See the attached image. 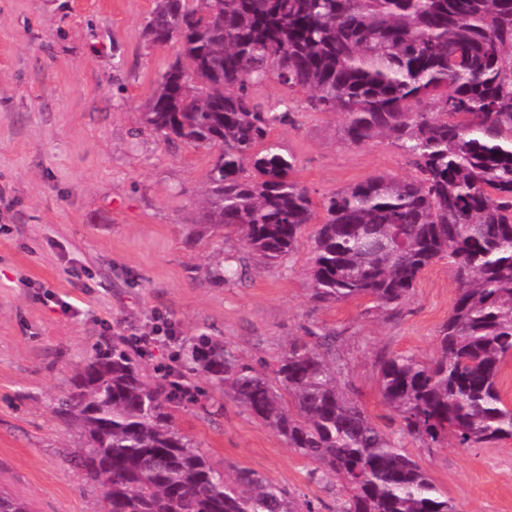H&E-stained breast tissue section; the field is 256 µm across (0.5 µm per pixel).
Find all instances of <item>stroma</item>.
I'll list each match as a JSON object with an SVG mask.
<instances>
[{
  "mask_svg": "<svg viewBox=\"0 0 512 512\" xmlns=\"http://www.w3.org/2000/svg\"><path fill=\"white\" fill-rule=\"evenodd\" d=\"M154 6L0 0V489L32 512H101L103 492L80 464L84 438L58 415L57 400L96 349L165 324L172 338L139 357L151 381L177 372L201 336L267 368L293 339L335 336L350 398L457 512H512V439L423 447L403 434L379 393L383 356L433 355L458 294L447 260L381 318L366 300L312 301L314 226L269 266L237 235L200 223L217 148L163 140L143 122V104L179 54L176 43L146 40ZM250 94L263 107L292 98L291 122L271 139L295 157L296 178L315 204L373 174L415 173L387 139L344 143L340 116L311 110L306 90L271 80ZM221 258L239 268L233 281L207 275ZM186 384L201 393L176 402L173 424L214 463L254 470L316 512H338L340 482L206 378Z\"/></svg>",
  "mask_w": 512,
  "mask_h": 512,
  "instance_id": "1",
  "label": "stroma"
}]
</instances>
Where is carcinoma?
<instances>
[{
  "label": "carcinoma",
  "instance_id": "carcinoma-1",
  "mask_svg": "<svg viewBox=\"0 0 512 512\" xmlns=\"http://www.w3.org/2000/svg\"><path fill=\"white\" fill-rule=\"evenodd\" d=\"M181 60L160 77L144 123L165 140L219 146L201 223L238 233L264 263L298 247L316 209L270 140L291 100L256 105L276 76L342 116L343 140H390L415 175L375 174L336 191L309 266L312 299L368 297L386 313L446 258L456 301L428 361L393 354L384 404L427 448L512 437L500 390L512 356V0H156L145 25ZM294 341L268 373L201 336L183 370L338 478L340 512H455L427 471L347 398L330 335ZM59 403L85 436L81 464L104 512H315L249 469L226 474L172 424L182 394L148 382L124 337L97 350Z\"/></svg>",
  "mask_w": 512,
  "mask_h": 512
}]
</instances>
